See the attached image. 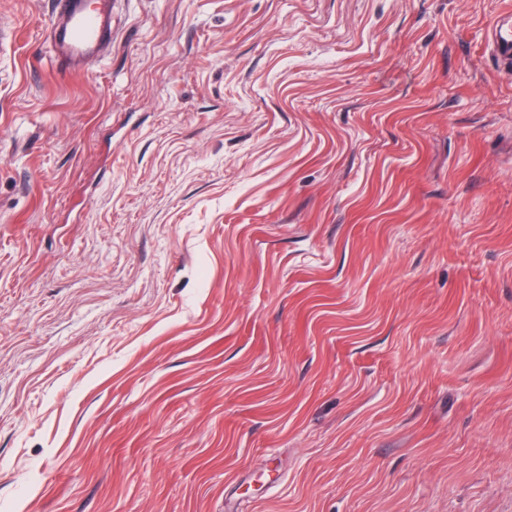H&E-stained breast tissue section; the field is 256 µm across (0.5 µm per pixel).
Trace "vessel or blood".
Returning a JSON list of instances; mask_svg holds the SVG:
<instances>
[{"instance_id": "1", "label": "vessel or blood", "mask_w": 512, "mask_h": 512, "mask_svg": "<svg viewBox=\"0 0 512 512\" xmlns=\"http://www.w3.org/2000/svg\"><path fill=\"white\" fill-rule=\"evenodd\" d=\"M66 21L55 28L57 47L69 57L78 59L95 50L112 37V15L108 0H101L95 10H86L81 0H65Z\"/></svg>"}]
</instances>
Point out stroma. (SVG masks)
I'll return each mask as SVG.
<instances>
[{
  "label": "stroma",
  "instance_id": "stroma-1",
  "mask_svg": "<svg viewBox=\"0 0 512 512\" xmlns=\"http://www.w3.org/2000/svg\"><path fill=\"white\" fill-rule=\"evenodd\" d=\"M0 0V512H512V0ZM81 0H67L62 4L66 21L54 29L57 47L70 58H83L95 50L103 40H112V15L107 0L94 11H87Z\"/></svg>",
  "mask_w": 512,
  "mask_h": 512
}]
</instances>
